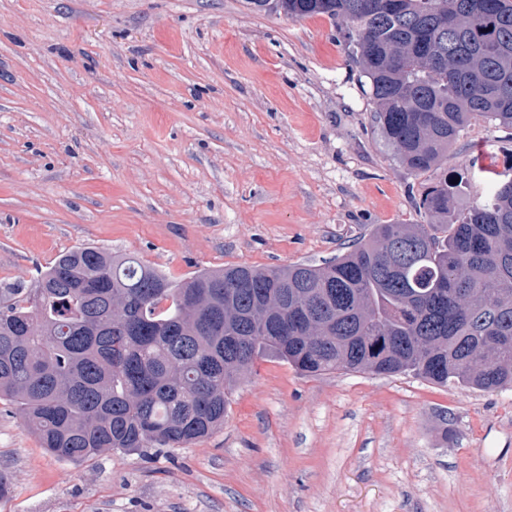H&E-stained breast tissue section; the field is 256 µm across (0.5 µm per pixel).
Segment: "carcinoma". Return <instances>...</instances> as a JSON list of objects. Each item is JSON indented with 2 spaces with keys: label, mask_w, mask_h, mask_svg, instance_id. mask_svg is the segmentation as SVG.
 <instances>
[{
  "label": "carcinoma",
  "mask_w": 512,
  "mask_h": 512,
  "mask_svg": "<svg viewBox=\"0 0 512 512\" xmlns=\"http://www.w3.org/2000/svg\"><path fill=\"white\" fill-rule=\"evenodd\" d=\"M247 0L291 18L350 10V58L379 131L409 171L437 173L425 224H377L319 265H236L170 278L83 246L0 284V403L51 455L183 448L224 427L231 388L272 357L302 373L413 374L512 385V183L454 206L440 170L474 118L512 130V0ZM481 5L470 25L448 15Z\"/></svg>",
  "instance_id": "cac0c4a2"
}]
</instances>
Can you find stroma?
Segmentation results:
<instances>
[{
  "instance_id": "stroma-1",
  "label": "stroma",
  "mask_w": 512,
  "mask_h": 512,
  "mask_svg": "<svg viewBox=\"0 0 512 512\" xmlns=\"http://www.w3.org/2000/svg\"><path fill=\"white\" fill-rule=\"evenodd\" d=\"M325 16L245 0H0V283L59 253L133 252L178 280L321 264L377 224L422 223L428 176L382 138ZM512 180V130L449 148ZM0 512H512V386L311 377L258 360L224 427L185 448L51 456L0 404Z\"/></svg>"
}]
</instances>
